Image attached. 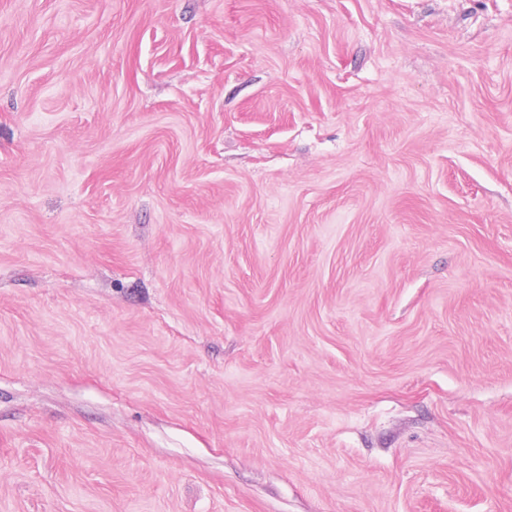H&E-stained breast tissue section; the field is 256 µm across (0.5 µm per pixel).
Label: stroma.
Segmentation results:
<instances>
[{"label":"stroma","instance_id":"obj_1","mask_svg":"<svg viewBox=\"0 0 512 512\" xmlns=\"http://www.w3.org/2000/svg\"><path fill=\"white\" fill-rule=\"evenodd\" d=\"M0 512H512V0H0Z\"/></svg>","mask_w":512,"mask_h":512}]
</instances>
